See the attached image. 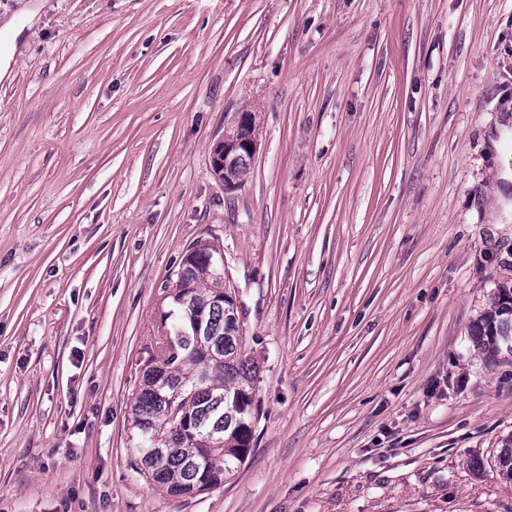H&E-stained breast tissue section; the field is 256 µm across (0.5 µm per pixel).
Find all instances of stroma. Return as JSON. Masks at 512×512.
Masks as SVG:
<instances>
[{
    "label": "stroma",
    "mask_w": 512,
    "mask_h": 512,
    "mask_svg": "<svg viewBox=\"0 0 512 512\" xmlns=\"http://www.w3.org/2000/svg\"><path fill=\"white\" fill-rule=\"evenodd\" d=\"M0 512H512V0H0ZM235 190L211 168L241 113ZM224 249L252 448L173 498L133 393ZM512 286H499L495 293L494 303L473 324L471 337L479 346L488 347L494 353L505 350L512 355Z\"/></svg>",
    "instance_id": "stroma-1"
}]
</instances>
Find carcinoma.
<instances>
[{
  "label": "carcinoma",
  "mask_w": 512,
  "mask_h": 512,
  "mask_svg": "<svg viewBox=\"0 0 512 512\" xmlns=\"http://www.w3.org/2000/svg\"><path fill=\"white\" fill-rule=\"evenodd\" d=\"M210 248L193 245L184 257L177 280L190 286V298L172 293L179 327L157 339L160 364L148 361L134 397V422L146 442L141 463L172 497L219 486L244 460L252 440L255 367L233 335L224 305L210 301L217 286L208 264ZM199 316L213 340L200 342L195 336ZM471 337L494 353L512 355V286L497 288L492 308L473 324ZM176 392L182 403L175 413L170 399ZM159 431L166 434L165 451L154 461ZM497 464L499 473L512 476V439L500 449Z\"/></svg>",
  "instance_id": "cac0c4a2"
}]
</instances>
